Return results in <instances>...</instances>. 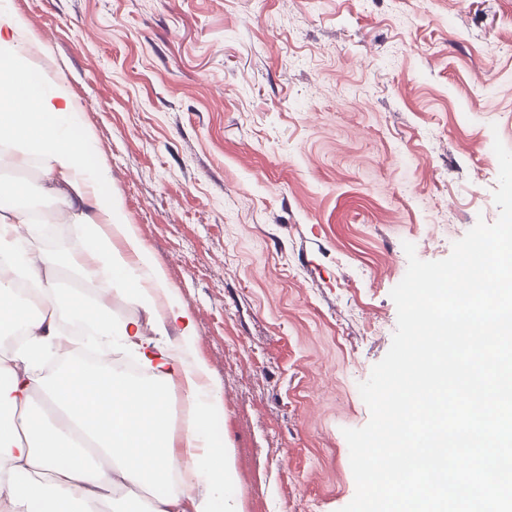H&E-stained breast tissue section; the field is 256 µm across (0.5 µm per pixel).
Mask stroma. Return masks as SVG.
Wrapping results in <instances>:
<instances>
[{"label":"stroma","instance_id":"35a3bbf8","mask_svg":"<svg viewBox=\"0 0 512 512\" xmlns=\"http://www.w3.org/2000/svg\"><path fill=\"white\" fill-rule=\"evenodd\" d=\"M40 35L223 400L244 512H340L405 242L495 223L512 0H10ZM62 255L57 223L28 237Z\"/></svg>","mask_w":512,"mask_h":512}]
</instances>
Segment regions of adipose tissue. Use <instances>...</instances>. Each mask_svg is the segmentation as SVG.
<instances>
[{"instance_id": "adipose-tissue-1", "label": "adipose tissue", "mask_w": 512, "mask_h": 512, "mask_svg": "<svg viewBox=\"0 0 512 512\" xmlns=\"http://www.w3.org/2000/svg\"><path fill=\"white\" fill-rule=\"evenodd\" d=\"M36 41L25 21L0 5V53L23 60L0 72V144L13 168L40 158L42 193L63 203L86 238L73 261L81 278L125 285L144 317L114 328L111 302L56 290L57 257L29 250L21 234L30 221L21 203L29 186L0 181V326L27 336L20 349L0 353V512H243L228 493L238 480L233 451L208 430L221 402L207 364L195 355L194 320L120 200L101 193L110 173L86 165L94 142L75 136L81 116L69 92L34 80L25 56ZM20 280L50 289L39 310L18 302ZM65 315L97 324L101 335L134 351L151 376L129 379L77 356L52 376L38 375L60 343ZM173 331L174 349L162 342ZM175 382L197 421L184 439L186 467L174 451Z\"/></svg>"}]
</instances>
